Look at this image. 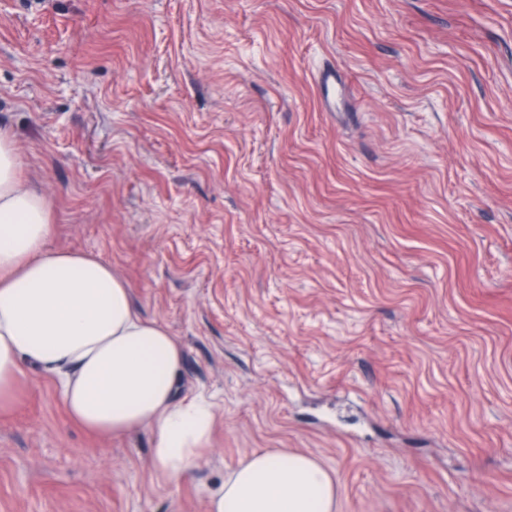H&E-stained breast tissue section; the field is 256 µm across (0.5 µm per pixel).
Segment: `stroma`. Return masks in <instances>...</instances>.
<instances>
[{"mask_svg":"<svg viewBox=\"0 0 512 512\" xmlns=\"http://www.w3.org/2000/svg\"><path fill=\"white\" fill-rule=\"evenodd\" d=\"M0 128L50 247L109 261L216 410L168 484L27 371L0 512H207L258 450L336 512H512V0H0Z\"/></svg>","mask_w":512,"mask_h":512,"instance_id":"35a3bbf8","label":"stroma"}]
</instances>
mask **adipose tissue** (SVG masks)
<instances>
[{
  "label": "adipose tissue",
  "instance_id": "1",
  "mask_svg": "<svg viewBox=\"0 0 512 512\" xmlns=\"http://www.w3.org/2000/svg\"><path fill=\"white\" fill-rule=\"evenodd\" d=\"M0 130V408L27 368L50 377L72 421L103 438L139 427L154 435L151 463L169 483L202 457L215 425L204 397H179L183 352L135 309L108 261L48 249L51 213L27 188ZM336 484L315 459L256 451L209 495L208 512H335Z\"/></svg>",
  "mask_w": 512,
  "mask_h": 512
}]
</instances>
